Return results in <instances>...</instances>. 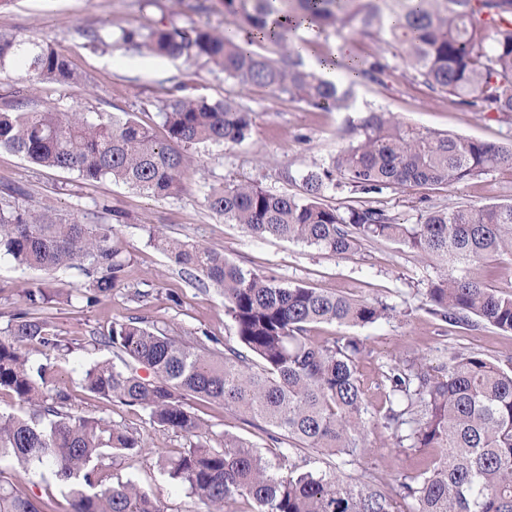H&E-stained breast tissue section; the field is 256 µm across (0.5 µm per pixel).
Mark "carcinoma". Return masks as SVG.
Segmentation results:
<instances>
[{"label": "carcinoma", "mask_w": 512, "mask_h": 512, "mask_svg": "<svg viewBox=\"0 0 512 512\" xmlns=\"http://www.w3.org/2000/svg\"><path fill=\"white\" fill-rule=\"evenodd\" d=\"M239 19L233 32L204 25L120 30L116 41L156 56L186 57L213 65L241 87L260 86L317 109L346 108L351 87L377 81L389 64L361 57L338 67L352 78H324L304 57L302 22L318 35L345 38L352 31L380 36L405 57L413 77L461 104L512 119V0H221ZM489 48L483 47L486 37ZM281 47L273 60L254 50ZM73 84L70 61L47 45L0 33V74ZM167 138L158 140L131 117L108 112L22 111L0 108V148L33 164L77 174L86 182L110 178L146 195L176 192L200 145L242 143L251 137L252 113L230 99L178 95L159 107ZM490 172L512 178V144L454 134L422 133L385 112L370 113L350 131L348 144L328 165L301 176L302 193H274L254 182L210 188L209 209L241 225L255 239L302 242L335 255L365 242L400 243L442 262L430 283L428 312L450 324L484 323L512 333V294L458 274L512 254V203L425 211L401 224L382 209L346 213L323 200L326 189L369 194L386 188L455 187ZM0 200V257L48 274L77 268L89 306L107 297L127 274L130 257L111 224H85L50 209L32 212ZM156 247L175 265L193 271L224 296L235 330L231 344L206 331L172 335L141 317L112 322L90 340L109 347L117 361L81 367V387L93 397L142 412L145 422L182 439L173 455L159 456L161 473L186 488L205 512L243 499L250 512H400L385 481L351 483L338 469L313 471L290 461V450L311 448L356 460L366 447L365 392L355 339L331 343L307 336L312 325L365 326L385 308L305 285L285 286L247 270L198 242L149 229ZM22 308L0 328V393L14 400L0 409V512H45L22 487L17 470L50 474L67 488L70 512H167L164 502L136 481L109 482L108 461L152 452L148 437L96 415L71 412L72 396L52 387L55 364H33L26 348H67L40 312L52 301L50 283L22 290ZM151 371L143 377L138 367ZM385 427L407 428L399 439L432 450L430 459L398 481L411 512H512V368L480 354L456 356L448 372L422 363L394 366L385 375ZM219 403L266 427L275 461L245 438L218 434L196 406Z\"/></svg>", "instance_id": "carcinoma-1"}]
</instances>
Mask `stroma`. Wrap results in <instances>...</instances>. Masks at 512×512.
Returning <instances> with one entry per match:
<instances>
[{
  "label": "stroma",
  "instance_id": "stroma-1",
  "mask_svg": "<svg viewBox=\"0 0 512 512\" xmlns=\"http://www.w3.org/2000/svg\"><path fill=\"white\" fill-rule=\"evenodd\" d=\"M206 12L185 11L176 0H11L0 7V32L50 45L66 56L82 81L77 85L31 84L18 78H0V103L23 100L26 108L55 107L68 111L131 113L157 138H164L158 107L170 99L175 86L210 100L231 98L248 108L253 117L249 140L223 146H201L197 164L182 188L166 198H155L123 184L103 179L85 182L77 175L35 166L21 155L0 148V190L20 189V204L33 211L52 208L56 213L87 223L114 224L116 237L131 257L127 278L98 305L87 306L75 289L84 277L74 269L55 273L53 287L72 290L59 298L48 315L71 351L61 357L56 388L71 394L84 414L107 412L113 421L149 435L165 453L179 451L182 441L159 427L145 424L141 414L120 404L104 406L79 385V371L89 356L91 337L106 334L113 321L145 317L175 332L205 330L224 340L235 330L224 311V299L215 287L192 283L180 268L150 243L147 227L157 226L172 238L193 240L221 252L243 268L275 276L286 285L304 284L357 300L386 306V316L366 326L313 325L309 335L319 342L345 336L360 340L364 352L358 372L367 397L363 415L370 430L368 450L354 462L341 465L349 480L389 481L413 470L421 461L418 450L399 441L394 429L384 427L385 375L389 368L409 362L425 363L431 372L447 369L452 358L478 353L512 366V334L478 324L450 325L428 311L427 288L441 274L439 262L392 242L364 243L356 251L332 255L316 247L281 240L256 241L239 225L213 214L205 201L208 187L232 186L256 180L282 193L301 190L302 174L328 163L347 145L349 131L370 113L391 112L404 124L421 131L450 132L496 144L512 142V123L477 107L458 104L454 97L430 91L417 80L402 78L406 63L383 43L359 33L347 40L366 58L380 55L390 65L380 81H366L354 90L349 108L321 110L264 87L240 88L223 73L201 61L157 57L134 52L121 44L92 47L88 30L119 32L145 26L206 25L218 30L237 25L225 14L220 0H208ZM329 204L340 208L374 207L400 223H416L434 207L466 201L476 205L512 201V180L492 172L448 188L385 189L371 194L337 190L325 193ZM121 223H114L113 212ZM40 271L0 259V327L20 306L28 282L41 279ZM151 288L152 296L138 301L136 294ZM177 294L169 301L167 293ZM200 417L215 430L240 435L269 454L264 426L217 403L201 406ZM113 479H133L159 494L168 512H200L196 500L183 487L168 482L154 459L119 458L111 463Z\"/></svg>",
  "mask_w": 512,
  "mask_h": 512
}]
</instances>
